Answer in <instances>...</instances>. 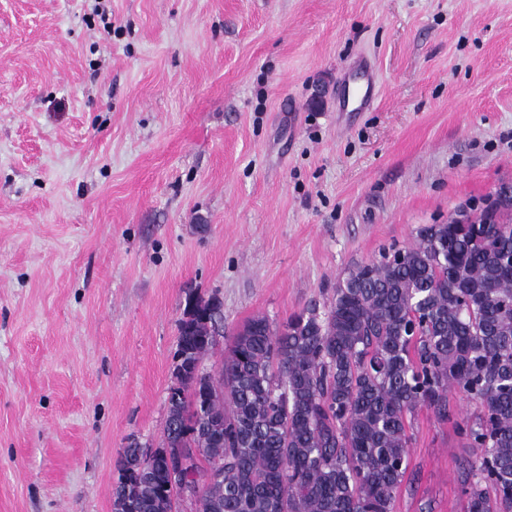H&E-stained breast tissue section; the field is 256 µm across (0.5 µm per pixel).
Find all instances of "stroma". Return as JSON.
Wrapping results in <instances>:
<instances>
[{
	"label": "stroma",
	"mask_w": 512,
	"mask_h": 512,
	"mask_svg": "<svg viewBox=\"0 0 512 512\" xmlns=\"http://www.w3.org/2000/svg\"><path fill=\"white\" fill-rule=\"evenodd\" d=\"M376 97L338 110L349 64ZM512 184V0H0V512H113L188 292L224 334L324 303ZM420 409L394 512H467Z\"/></svg>",
	"instance_id": "obj_1"
}]
</instances>
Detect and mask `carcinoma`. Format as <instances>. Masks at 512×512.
<instances>
[{
  "instance_id": "obj_1",
  "label": "carcinoma",
  "mask_w": 512,
  "mask_h": 512,
  "mask_svg": "<svg viewBox=\"0 0 512 512\" xmlns=\"http://www.w3.org/2000/svg\"><path fill=\"white\" fill-rule=\"evenodd\" d=\"M498 194L382 247L323 305L248 320L214 374L210 326L179 321L163 444L128 442L113 512H173L184 485L199 512H393L415 412L450 419L452 391L476 405L458 425L468 512H512V186Z\"/></svg>"
}]
</instances>
